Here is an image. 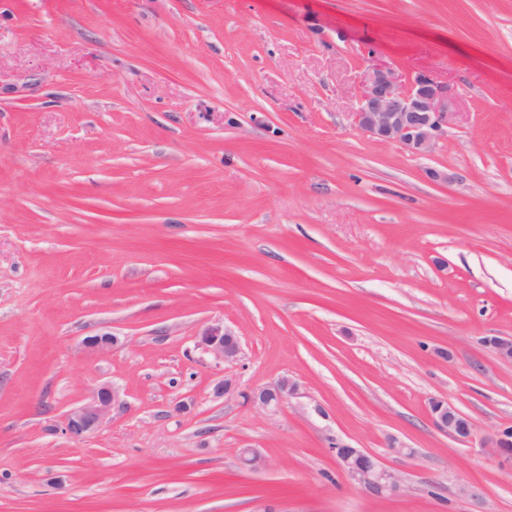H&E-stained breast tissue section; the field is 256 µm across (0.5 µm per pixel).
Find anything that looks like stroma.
Returning a JSON list of instances; mask_svg holds the SVG:
<instances>
[{
    "instance_id": "35a3bbf8",
    "label": "stroma",
    "mask_w": 512,
    "mask_h": 512,
    "mask_svg": "<svg viewBox=\"0 0 512 512\" xmlns=\"http://www.w3.org/2000/svg\"><path fill=\"white\" fill-rule=\"evenodd\" d=\"M372 57L454 91L427 155L353 127ZM211 325L237 362L197 348ZM488 336H512V0H0V512H512ZM283 377L275 414L244 402ZM337 442L405 492L355 485ZM198 345L204 352L223 363H234L241 355L240 336L224 326H208L198 336ZM117 400L118 393L112 385H101L90 402L65 416L62 430L71 440L81 442L104 424ZM431 414L437 429L454 439L467 442L473 434V423L454 406L443 400L431 401Z\"/></svg>"
}]
</instances>
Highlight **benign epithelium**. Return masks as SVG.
Here are the masks:
<instances>
[{
    "label": "benign epithelium",
    "instance_id": "obj_1",
    "mask_svg": "<svg viewBox=\"0 0 512 512\" xmlns=\"http://www.w3.org/2000/svg\"><path fill=\"white\" fill-rule=\"evenodd\" d=\"M454 115L448 86L425 74L405 84L392 66L374 59L365 68L357 105L350 113L353 125L362 133L396 143L415 154L435 148L448 133ZM114 343V337L98 335L87 338L84 345L93 352L104 353L111 350ZM486 344L497 357L512 362L511 336H493L486 339ZM198 345L223 363H234L241 355L240 336L224 326L204 328ZM297 387L294 379L283 377L245 395V400L260 412L274 413ZM117 400L118 393L112 385H101L90 402L65 416L62 430L75 442L84 440L104 424ZM431 414L439 431L461 442L472 437L470 418L447 402L432 400ZM511 437L509 430L497 434L492 442V452L499 465L512 472V459L506 456L504 448ZM333 452L350 480L371 495L395 496L405 490L400 474L382 466L363 450L338 442ZM241 463L250 470H257L266 466V459L258 449L244 448Z\"/></svg>",
    "mask_w": 512,
    "mask_h": 512
}]
</instances>
